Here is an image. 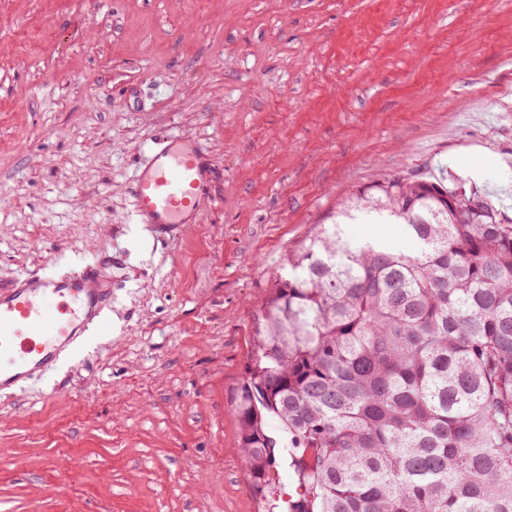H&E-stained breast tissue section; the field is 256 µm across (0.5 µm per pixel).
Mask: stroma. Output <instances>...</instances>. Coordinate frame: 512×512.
Instances as JSON below:
<instances>
[{
    "label": "stroma",
    "instance_id": "35a3bbf8",
    "mask_svg": "<svg viewBox=\"0 0 512 512\" xmlns=\"http://www.w3.org/2000/svg\"><path fill=\"white\" fill-rule=\"evenodd\" d=\"M169 133L215 160L174 238L131 190ZM410 172L512 218V0H0V284L120 260L109 334L0 393V512H268L231 404L270 279Z\"/></svg>",
    "mask_w": 512,
    "mask_h": 512
}]
</instances>
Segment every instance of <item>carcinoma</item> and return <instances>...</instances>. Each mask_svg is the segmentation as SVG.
Wrapping results in <instances>:
<instances>
[{"mask_svg": "<svg viewBox=\"0 0 512 512\" xmlns=\"http://www.w3.org/2000/svg\"><path fill=\"white\" fill-rule=\"evenodd\" d=\"M412 253L322 224L288 255L234 397L246 479L288 430V512H512V220L476 191L386 175L350 211Z\"/></svg>", "mask_w": 512, "mask_h": 512, "instance_id": "carcinoma-1", "label": "carcinoma"}]
</instances>
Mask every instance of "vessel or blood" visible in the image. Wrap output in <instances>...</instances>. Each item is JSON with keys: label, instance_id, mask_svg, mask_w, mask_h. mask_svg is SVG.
Listing matches in <instances>:
<instances>
[{"label": "vessel or blood", "instance_id": "vessel-or-blood-1", "mask_svg": "<svg viewBox=\"0 0 512 512\" xmlns=\"http://www.w3.org/2000/svg\"><path fill=\"white\" fill-rule=\"evenodd\" d=\"M212 162L193 141L171 135L152 147L132 183L140 223L162 232L195 223ZM112 260L70 274L24 276L0 286V392L16 391L53 371L62 352L104 330Z\"/></svg>", "mask_w": 512, "mask_h": 512}]
</instances>
